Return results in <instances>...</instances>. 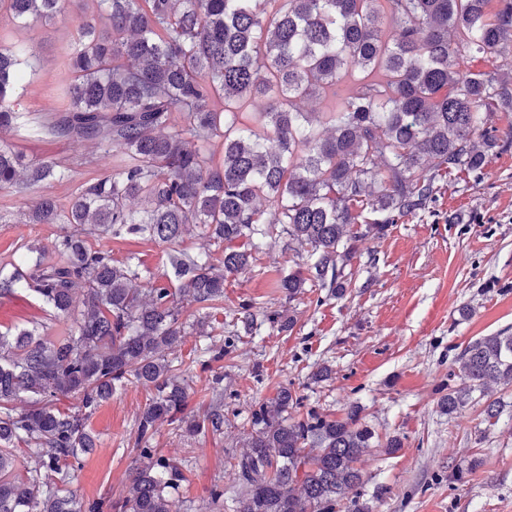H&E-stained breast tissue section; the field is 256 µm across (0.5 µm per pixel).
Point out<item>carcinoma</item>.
Returning a JSON list of instances; mask_svg holds the SVG:
<instances>
[{
	"mask_svg": "<svg viewBox=\"0 0 512 512\" xmlns=\"http://www.w3.org/2000/svg\"><path fill=\"white\" fill-rule=\"evenodd\" d=\"M110 33L79 25L66 55L61 102L35 134L90 142L125 156L120 170L82 186L68 211L39 197L29 224H59L53 260L0 265V295L35 293L69 320L61 336L0 331V512H177L172 493L186 477L148 443L167 421L189 435L224 430L219 398L187 413L183 320L196 307L202 353L224 360L214 340L224 324L210 309L227 277L249 268L266 240L287 236L303 266L276 287L288 301L303 288L345 293L356 242L382 238L426 208L452 173L477 177L501 138L512 140V0H96ZM71 0H0V12L29 24L68 12ZM499 62L501 73L471 68ZM30 68L24 50L0 36V132H17L15 108ZM363 77L330 112L300 104ZM266 100L257 124L239 123L250 99ZM325 126L328 133L318 132ZM68 169L32 162L0 145V188L27 195ZM223 243L220 259L176 248L187 225ZM137 235L170 246L176 289L143 282L140 264H115L84 237ZM239 246H234L237 241ZM83 293L74 305L75 290ZM463 387L448 386L453 414L512 384V334L470 342L457 358ZM149 384L137 416L136 465L115 504H84L68 490L95 448L87 421L116 388ZM27 409L10 406L20 395ZM77 395L80 405L60 406ZM301 398L281 386L252 414L247 452L231 457L242 498L237 512H369L356 489L357 463L372 432L360 409L330 419H288ZM24 445L38 467L20 473Z\"/></svg>",
	"mask_w": 512,
	"mask_h": 512,
	"instance_id": "obj_1",
	"label": "carcinoma"
}]
</instances>
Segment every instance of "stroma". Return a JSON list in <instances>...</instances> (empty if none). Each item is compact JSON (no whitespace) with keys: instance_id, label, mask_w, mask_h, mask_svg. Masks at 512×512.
<instances>
[{"instance_id":"stroma-1","label":"stroma","mask_w":512,"mask_h":512,"mask_svg":"<svg viewBox=\"0 0 512 512\" xmlns=\"http://www.w3.org/2000/svg\"><path fill=\"white\" fill-rule=\"evenodd\" d=\"M85 19L106 28L91 0H73L67 18L29 26L0 14V34L31 54L21 96L30 118L43 119L57 105L62 56ZM7 140L27 159L68 166V180L41 188L63 207L78 187L115 172L120 156L89 143L18 132ZM26 211L25 196L0 189V263L38 247L54 258L58 225L26 223ZM88 244L111 252L114 262L139 261L154 283H176L167 245L137 236L92 237ZM298 262L279 240L225 284L216 318L229 352L189 373V407L198 413L211 401L214 374H223V434L189 436L165 423L156 427L151 447L174 459L188 478L179 493L181 512H214L210 492L217 484L224 488L223 512H236L240 482L228 458L245 452L253 410L282 386L301 397V410L324 417L360 406L363 424L374 433L360 462L359 493L370 512H512V387L491 388L501 405L496 421L487 418L481 399L454 414L440 405L462 349L482 336L512 333V144L490 155L481 177L444 178L425 210L401 218L383 238L359 241L342 297L308 288L287 301L275 282ZM243 302L261 322L256 330L234 319ZM274 312L293 316V327L281 332L266 323ZM34 323L48 336L67 325L34 293L0 297V325ZM324 366L330 376L317 378ZM151 392L127 384L90 417L97 448L70 485L77 498H120L137 456L136 417ZM392 436L403 446L390 454L385 444Z\"/></svg>"}]
</instances>
